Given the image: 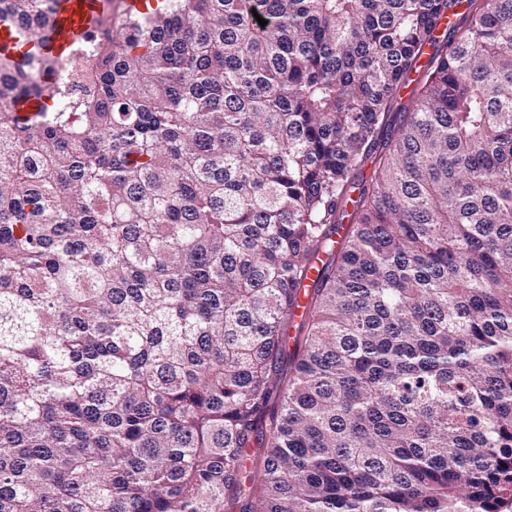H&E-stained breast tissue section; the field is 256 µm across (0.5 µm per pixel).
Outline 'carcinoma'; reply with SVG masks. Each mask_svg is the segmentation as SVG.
<instances>
[{
  "label": "carcinoma",
  "mask_w": 512,
  "mask_h": 512,
  "mask_svg": "<svg viewBox=\"0 0 512 512\" xmlns=\"http://www.w3.org/2000/svg\"><path fill=\"white\" fill-rule=\"evenodd\" d=\"M506 499L512 0H104L0 55V512ZM101 7V0H55L54 30L36 42L45 53L62 54L75 37L94 27Z\"/></svg>",
  "instance_id": "1"
}]
</instances>
